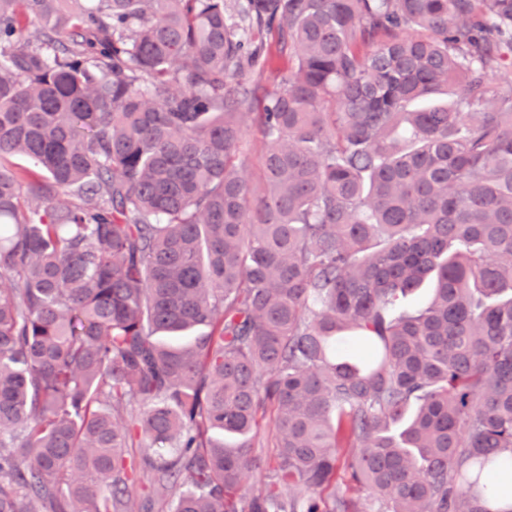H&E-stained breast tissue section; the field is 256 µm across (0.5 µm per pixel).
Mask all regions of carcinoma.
Here are the masks:
<instances>
[{
  "label": "carcinoma",
  "mask_w": 512,
  "mask_h": 512,
  "mask_svg": "<svg viewBox=\"0 0 512 512\" xmlns=\"http://www.w3.org/2000/svg\"><path fill=\"white\" fill-rule=\"evenodd\" d=\"M244 13L0 0V512H129L145 482L147 512H364L340 472L374 512H492L512 0ZM273 30L293 65L254 112L246 45ZM259 138L256 126L251 121H248L243 128V140L248 147L246 163L252 181H256L259 176V156L262 150Z\"/></svg>",
  "instance_id": "obj_1"
}]
</instances>
